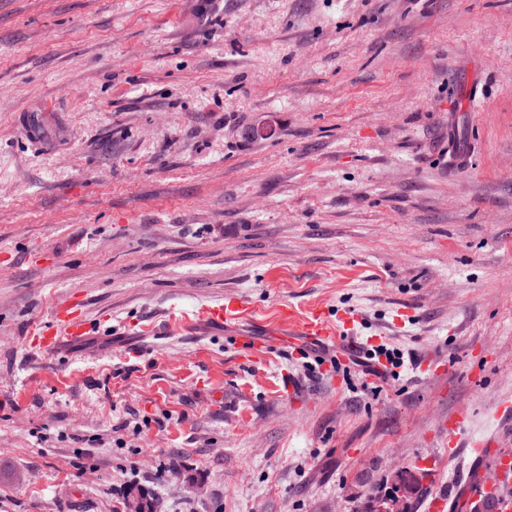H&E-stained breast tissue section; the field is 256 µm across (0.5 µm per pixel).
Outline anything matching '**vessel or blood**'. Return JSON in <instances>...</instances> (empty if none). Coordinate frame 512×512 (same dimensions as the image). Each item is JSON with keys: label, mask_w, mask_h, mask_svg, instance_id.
I'll list each match as a JSON object with an SVG mask.
<instances>
[{"label": "vessel or blood", "mask_w": 512, "mask_h": 512, "mask_svg": "<svg viewBox=\"0 0 512 512\" xmlns=\"http://www.w3.org/2000/svg\"><path fill=\"white\" fill-rule=\"evenodd\" d=\"M203 315L210 322L239 321L248 317L249 307L244 301L232 298L205 308ZM87 331L85 321L70 307L57 313L54 325L43 330L35 344L42 351L52 352L63 340H79ZM273 341L299 346H333L340 338L335 323L326 318L323 309L315 307L301 314L285 305L277 312ZM468 454L471 462L465 484L433 493L430 512H452L466 492L478 497L485 512H512V495L507 492L512 486V451L504 449L501 436L494 433L469 440Z\"/></svg>", "instance_id": "b4317fda"}]
</instances>
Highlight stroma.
Returning a JSON list of instances; mask_svg holds the SVG:
<instances>
[{
    "label": "stroma",
    "instance_id": "35a3bbf8",
    "mask_svg": "<svg viewBox=\"0 0 512 512\" xmlns=\"http://www.w3.org/2000/svg\"><path fill=\"white\" fill-rule=\"evenodd\" d=\"M283 305L406 361L270 347ZM506 399L512 0H0V512H366L414 467L425 512ZM203 315L210 322L239 321L249 316V307L244 301L232 298L225 300L224 304L205 308ZM75 306L56 313L55 325L46 328L35 339V345L45 352H52L57 349L60 343L67 339L70 341L80 340L88 331L86 323L79 316L75 315Z\"/></svg>",
    "mask_w": 512,
    "mask_h": 512
}]
</instances>
